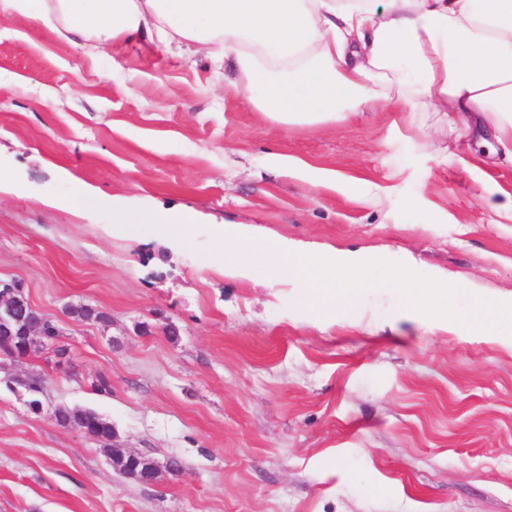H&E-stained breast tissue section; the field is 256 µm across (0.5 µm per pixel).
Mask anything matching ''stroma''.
Instances as JSON below:
<instances>
[{"label": "stroma", "mask_w": 512, "mask_h": 512, "mask_svg": "<svg viewBox=\"0 0 512 512\" xmlns=\"http://www.w3.org/2000/svg\"><path fill=\"white\" fill-rule=\"evenodd\" d=\"M0 74V280L65 350L0 353V512H512V339L433 327L387 288L324 310L218 269L225 225L245 224L445 275L463 307L512 298V223L489 209L512 195V162L482 154L478 130L405 112L281 130L209 59L144 42L93 57L18 15L0 18ZM115 197L159 222L113 230ZM173 212L195 222L177 249ZM80 305L109 323L70 315ZM60 406L182 472L124 477Z\"/></svg>", "instance_id": "stroma-1"}]
</instances>
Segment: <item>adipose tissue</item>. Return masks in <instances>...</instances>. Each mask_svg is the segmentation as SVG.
<instances>
[{
    "instance_id": "1",
    "label": "adipose tissue",
    "mask_w": 512,
    "mask_h": 512,
    "mask_svg": "<svg viewBox=\"0 0 512 512\" xmlns=\"http://www.w3.org/2000/svg\"><path fill=\"white\" fill-rule=\"evenodd\" d=\"M97 54L159 42L229 70L270 123L374 112L481 126L512 159V0H0Z\"/></svg>"
}]
</instances>
